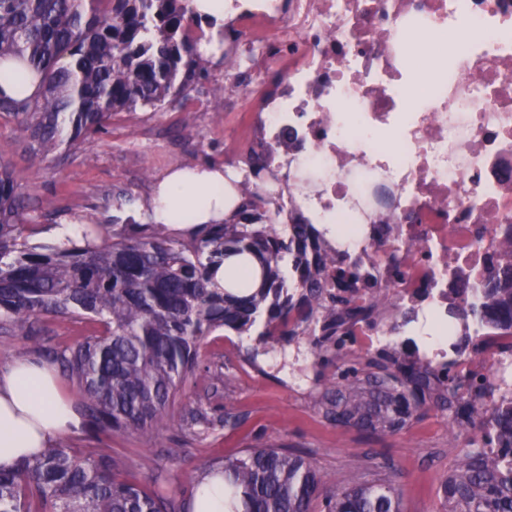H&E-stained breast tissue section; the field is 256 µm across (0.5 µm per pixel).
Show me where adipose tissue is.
Wrapping results in <instances>:
<instances>
[{"label": "adipose tissue", "mask_w": 512, "mask_h": 512, "mask_svg": "<svg viewBox=\"0 0 512 512\" xmlns=\"http://www.w3.org/2000/svg\"><path fill=\"white\" fill-rule=\"evenodd\" d=\"M224 184L219 165L172 167L156 183L147 211L154 223L168 225L177 235L222 223ZM82 424L52 367L18 359L0 371V467H12Z\"/></svg>", "instance_id": "1"}]
</instances>
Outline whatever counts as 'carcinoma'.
Here are the masks:
<instances>
[{
    "label": "carcinoma",
    "instance_id": "carcinoma-1",
    "mask_svg": "<svg viewBox=\"0 0 512 512\" xmlns=\"http://www.w3.org/2000/svg\"><path fill=\"white\" fill-rule=\"evenodd\" d=\"M212 22L190 0H0V59L26 63L41 92L16 98L0 88V119L19 120L47 155L63 142L61 117L80 145L122 112H159L208 79L215 52L194 29ZM267 149L252 151L248 173L222 224H204L179 243L164 224L128 236L99 231L83 245L29 247L23 186L0 160V319L79 318L99 324L61 354L68 380L83 389L94 427L145 434L174 403L197 366L201 339L213 332L254 336L259 353L306 345L319 368L323 416L371 435H395L441 411L461 429L496 434L469 441L471 451L438 490L440 512H512V406L507 391L491 403L464 396L446 365L407 346L354 350L355 331L381 321L394 296L371 287L357 264L336 256L315 224H282L283 205L262 190ZM229 257L224 287L212 270ZM481 322L512 328V240L501 245ZM416 319L400 306L402 330ZM224 476V512H400L401 491L389 478L356 476L326 488L305 456L256 446L211 463ZM0 512H174L157 493L121 477L109 454L60 441L0 469Z\"/></svg>",
    "mask_w": 512,
    "mask_h": 512
}]
</instances>
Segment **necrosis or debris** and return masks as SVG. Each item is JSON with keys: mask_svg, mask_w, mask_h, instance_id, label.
Returning a JSON list of instances; mask_svg holds the SVG:
<instances>
[{"mask_svg": "<svg viewBox=\"0 0 512 512\" xmlns=\"http://www.w3.org/2000/svg\"><path fill=\"white\" fill-rule=\"evenodd\" d=\"M224 54L285 208L446 324L434 361L512 383V359L454 349L512 238V0H224Z\"/></svg>", "mask_w": 512, "mask_h": 512, "instance_id": "necrosis-or-debris-1", "label": "necrosis or debris"}]
</instances>
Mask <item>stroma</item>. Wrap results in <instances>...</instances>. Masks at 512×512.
Instances as JSON below:
<instances>
[{"label":"stroma","mask_w":512,"mask_h":512,"mask_svg":"<svg viewBox=\"0 0 512 512\" xmlns=\"http://www.w3.org/2000/svg\"><path fill=\"white\" fill-rule=\"evenodd\" d=\"M223 84V65H212L209 79L174 107L121 114L91 142L60 146L38 164L18 123L0 121V158L13 165L28 199V243L50 244L47 228L71 222L136 233L135 215L171 166L237 162L233 141L240 119L223 112ZM93 328L86 320L51 317L21 326L0 323V369L20 358L55 362ZM254 345L247 336H206L196 376L183 383L163 424L150 434L87 424L67 435V442L112 454L126 475L171 500L176 512H185L195 481L210 463L270 443L307 454L339 486L354 469L369 478L385 473L401 490L403 512H437L438 486L469 449L466 432H449L447 416L439 413L381 440L336 427L320 410L312 356L300 355L302 377L287 368L263 374L246 359ZM228 412L241 417L242 425H226Z\"/></svg>","instance_id":"stroma-1"}]
</instances>
